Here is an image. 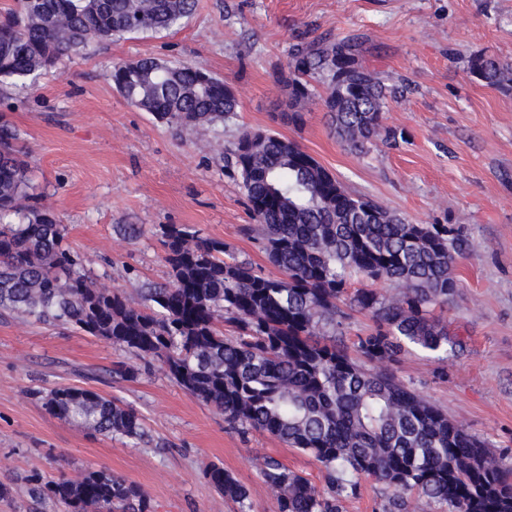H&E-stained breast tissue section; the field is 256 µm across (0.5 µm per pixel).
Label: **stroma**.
<instances>
[{"instance_id": "35a3bbf8", "label": "stroma", "mask_w": 512, "mask_h": 512, "mask_svg": "<svg viewBox=\"0 0 512 512\" xmlns=\"http://www.w3.org/2000/svg\"><path fill=\"white\" fill-rule=\"evenodd\" d=\"M322 38L356 39L364 64L401 86L383 114L394 140L352 151L317 100L304 125L277 121L292 49ZM476 53L512 62V0H198L172 30L90 45L32 87L0 84V113L22 131L34 192L65 224L85 268L132 298L170 280L162 224L222 241L274 274L241 179L224 161L246 127L278 130L390 212L463 226L475 250L458 263L444 310L463 347L445 364L408 349L397 373L510 464L512 88L467 75ZM144 54L202 63L233 87L237 111L184 134L158 123L108 78L113 62ZM120 362L136 376L113 377ZM60 386L132 406L145 436L105 437L59 420L41 395ZM267 457L321 481L311 457L231 428L159 365L71 328L0 314V512H61L37 479L88 470L138 485L152 512H237L206 480L213 464L248 488L251 512H278V493L260 474Z\"/></svg>"}]
</instances>
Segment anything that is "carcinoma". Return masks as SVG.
<instances>
[{"instance_id": "obj_1", "label": "carcinoma", "mask_w": 512, "mask_h": 512, "mask_svg": "<svg viewBox=\"0 0 512 512\" xmlns=\"http://www.w3.org/2000/svg\"><path fill=\"white\" fill-rule=\"evenodd\" d=\"M196 0H18L0 18V82H34L91 42L162 32L190 17ZM470 76L512 83V64L479 54ZM110 79L124 99L178 132L214 126L238 108L224 79L198 63L148 55L116 62ZM321 96L336 136L356 152L396 132L383 124L387 86L363 65L357 45L338 39L295 50L283 79V123L302 126ZM22 132L0 117V312L74 327L157 361L186 391L244 429L277 437L312 457L319 487L274 458L261 468L278 512H343L359 479L389 492L385 512H409L408 493L439 512H512V467L448 414L406 385L396 365L415 347L447 363L461 347L448 321L453 270L473 249L460 227L413 224L348 192L296 142L244 129L227 163L239 172L271 276L223 242L181 224L159 229L171 283L140 290L141 303L98 284L67 239L66 225L32 203ZM396 285L354 288L353 278ZM373 327L344 345L339 303ZM231 325L224 335L221 323ZM46 410L104 436L140 440L131 408L80 387L41 396ZM245 512V486L220 465L205 472ZM44 490L66 512H151L137 485L102 471L52 480Z\"/></svg>"}]
</instances>
